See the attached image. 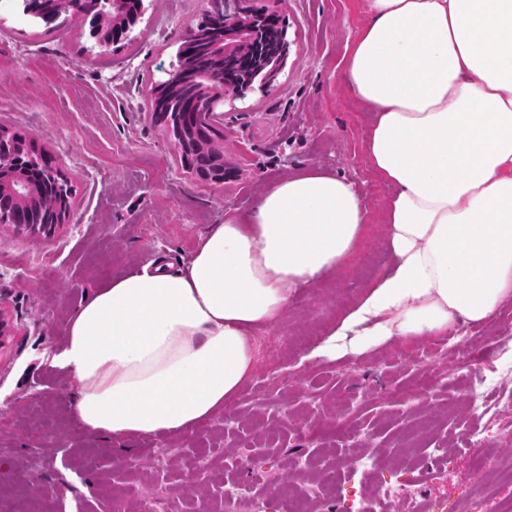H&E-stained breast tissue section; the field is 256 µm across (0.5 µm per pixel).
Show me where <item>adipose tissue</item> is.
<instances>
[{
  "label": "adipose tissue",
  "instance_id": "adipose-tissue-1",
  "mask_svg": "<svg viewBox=\"0 0 512 512\" xmlns=\"http://www.w3.org/2000/svg\"><path fill=\"white\" fill-rule=\"evenodd\" d=\"M343 79L372 106L366 150L389 189L393 263L310 358L444 336L512 297V0H366ZM369 212L325 170L272 183L199 241L186 269L128 273L71 315L56 356L85 430L179 435L252 376L251 329L342 266Z\"/></svg>",
  "mask_w": 512,
  "mask_h": 512
}]
</instances>
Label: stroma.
Instances as JSON below:
<instances>
[{
	"label": "stroma",
	"mask_w": 512,
	"mask_h": 512,
	"mask_svg": "<svg viewBox=\"0 0 512 512\" xmlns=\"http://www.w3.org/2000/svg\"><path fill=\"white\" fill-rule=\"evenodd\" d=\"M240 9L276 14L288 54L274 77L242 95L226 91L217 124L224 178L186 168L167 126L153 112L154 90L206 0H143L118 52L98 47L89 20L74 14L44 24L19 0L0 9V130L22 135L72 189L64 224L52 232L0 224V512H112L113 500L146 497L156 512H224V482L273 472L306 485L301 468L340 448L354 429L377 469L367 482L342 478L332 506L393 483L395 465L426 498L456 496L496 428L473 415L484 365L457 359L443 337L401 338L362 356L307 359L299 346L270 361L283 331H329L392 253L383 214L388 188L373 174L366 142L373 108L342 79L347 50L368 21L365 0H239ZM326 169L352 180L370 215L353 256L313 281L275 324L258 331L255 370L228 412L194 431L112 439L76 420L70 381L53 358L69 318L108 281L156 264L184 268L226 213H249L267 185ZM40 462L31 465L32 449ZM169 449L164 468L153 453Z\"/></svg>",
	"instance_id": "stroma-1"
}]
</instances>
